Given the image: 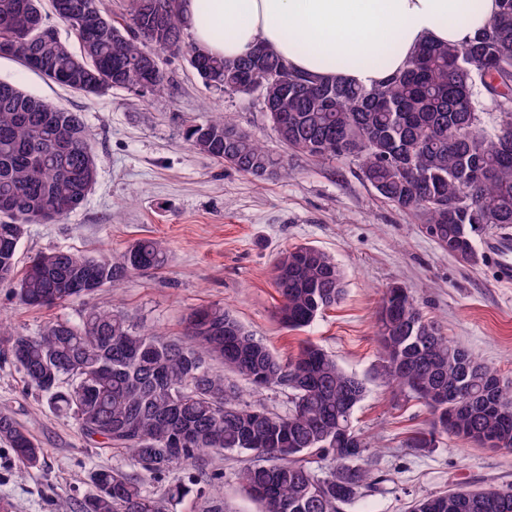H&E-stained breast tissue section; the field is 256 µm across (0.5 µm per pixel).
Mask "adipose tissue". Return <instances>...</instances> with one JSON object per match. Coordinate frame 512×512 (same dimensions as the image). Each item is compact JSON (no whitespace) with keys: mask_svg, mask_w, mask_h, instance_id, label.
<instances>
[{"mask_svg":"<svg viewBox=\"0 0 512 512\" xmlns=\"http://www.w3.org/2000/svg\"><path fill=\"white\" fill-rule=\"evenodd\" d=\"M498 13V0H183L195 43L235 58L262 45L297 72L372 87L423 42L457 44Z\"/></svg>","mask_w":512,"mask_h":512,"instance_id":"ef3b65f1","label":"adipose tissue"}]
</instances>
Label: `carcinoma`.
I'll return each instance as SVG.
<instances>
[{
    "label": "carcinoma",
    "instance_id": "carcinoma-1",
    "mask_svg": "<svg viewBox=\"0 0 512 512\" xmlns=\"http://www.w3.org/2000/svg\"><path fill=\"white\" fill-rule=\"evenodd\" d=\"M42 2L0 0V50L21 51L11 59L26 68L36 57L48 67L47 80L84 96L138 91L149 65L151 92L165 90L159 63L148 58L183 48L182 0H133L130 23L121 27L100 0H69L77 15L94 17L76 50L42 37ZM498 3L497 17L472 39L425 42L403 70L371 88L296 72L264 46L227 59L196 45V72L226 92L262 94L269 122L293 152L356 159L383 200L435 230L432 240L443 251L475 265L477 240L512 228V0ZM490 107L501 115L492 137L481 120ZM188 141L238 173L288 176V161L224 117L192 127ZM96 173L81 113L0 81V287L22 304L61 306L85 296L86 285L116 287L168 264L162 242L143 238L119 256L56 250L17 270L26 225L67 216L90 193ZM274 285L277 319L288 330L310 326L344 293L335 259L313 245L281 253ZM392 293L385 291L378 314L389 381L422 403L441 433L512 451V386L425 318L412 298L391 308ZM0 353L51 409L73 417L85 436L98 434L105 447L124 451L150 480L206 453L230 451L254 457L238 480L262 512H344L376 484L365 462L368 445L353 425L364 381L312 342L280 359L222 306L193 310L185 335L174 338L96 305L75 322L49 321L34 334L0 322ZM226 370L256 389L288 390V414L243 405ZM0 441L22 464L41 466L42 448L7 413H0ZM313 456L329 460L326 470L311 467ZM91 481L96 492L78 512H169L202 476L192 472L158 497L146 493L143 479L116 468L95 470ZM409 512H512V485L430 493Z\"/></svg>",
    "mask_w": 512,
    "mask_h": 512
}]
</instances>
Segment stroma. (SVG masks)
<instances>
[{"label":"stroma","instance_id":"35a3bbf8","mask_svg":"<svg viewBox=\"0 0 512 512\" xmlns=\"http://www.w3.org/2000/svg\"><path fill=\"white\" fill-rule=\"evenodd\" d=\"M160 66L163 94L117 88L87 97L0 58V81L81 113L98 156L86 200L61 222L28 225L19 263L56 249L115 254L135 240L156 238L168 247L170 263L129 278L118 290L98 292L94 303L120 304L136 322L166 337L182 335L192 309L218 304L280 358L297 354L305 342L319 344L365 381L354 425L369 446L373 473L388 477L380 492L346 512H408L427 493L512 484V452L446 435L434 447H416L431 416L387 383L377 328L384 290L402 286L426 318L510 383L512 287L494 279L487 260L467 265L448 256L413 216L377 196L354 159L322 163L287 154L288 177L258 181L193 149L190 127L225 115L286 154L258 93L206 85L183 52L163 53ZM306 243L336 258L344 295L311 327L290 331L276 319L273 265L278 253ZM84 306L78 299L31 308L0 288V322L26 334L51 320L77 319ZM1 412L27 428L44 453L42 468L30 469L0 442V503L8 512H53L62 498L79 502L93 493L90 474L97 468L141 474L121 450L101 447L74 419L52 412L16 367L0 361ZM250 461L236 452L202 456L198 465L211 476L203 496H188L171 512H202L212 500L223 502L226 512H259L235 478Z\"/></svg>","mask_w":512,"mask_h":512}]
</instances>
